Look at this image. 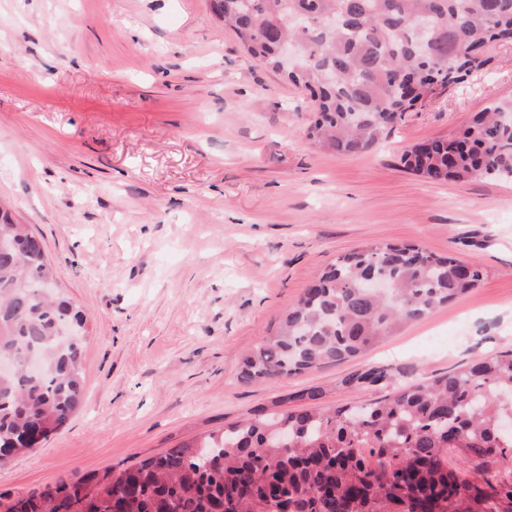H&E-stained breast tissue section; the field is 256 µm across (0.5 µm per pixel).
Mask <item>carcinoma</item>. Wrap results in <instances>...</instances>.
I'll use <instances>...</instances> for the list:
<instances>
[{
	"label": "carcinoma",
	"instance_id": "obj_1",
	"mask_svg": "<svg viewBox=\"0 0 512 512\" xmlns=\"http://www.w3.org/2000/svg\"><path fill=\"white\" fill-rule=\"evenodd\" d=\"M224 26L252 59L277 69L295 46L288 81L310 92L308 137L320 148L370 151L425 95L487 67L484 48L512 43V0H217ZM512 102L478 113L456 135L401 156L430 180L512 181ZM481 268L448 253L372 242L337 258L307 288L277 335L242 358L246 384L359 356L403 326L476 289ZM390 284L381 297L369 280ZM88 328L60 294L45 248L0 215V458L60 430L83 401ZM42 366L23 369L27 353ZM393 386L360 407L317 406L322 390L296 394L302 408L259 410L117 473L89 472L14 498L0 512H512V352L479 357L426 381L409 366L347 374L346 389Z\"/></svg>",
	"mask_w": 512,
	"mask_h": 512
}]
</instances>
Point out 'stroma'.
Masks as SVG:
<instances>
[{"label":"stroma","mask_w":512,"mask_h":512,"mask_svg":"<svg viewBox=\"0 0 512 512\" xmlns=\"http://www.w3.org/2000/svg\"><path fill=\"white\" fill-rule=\"evenodd\" d=\"M438 91L374 151L312 145L308 93L254 61L210 0H0V210L46 247L88 315L84 400L0 464V494L120 471L289 394L374 390L366 365L430 378L512 350V182H433L409 147L512 100V45ZM372 241L453 252L484 282L359 357L258 384L240 357L337 256Z\"/></svg>","instance_id":"1"}]
</instances>
